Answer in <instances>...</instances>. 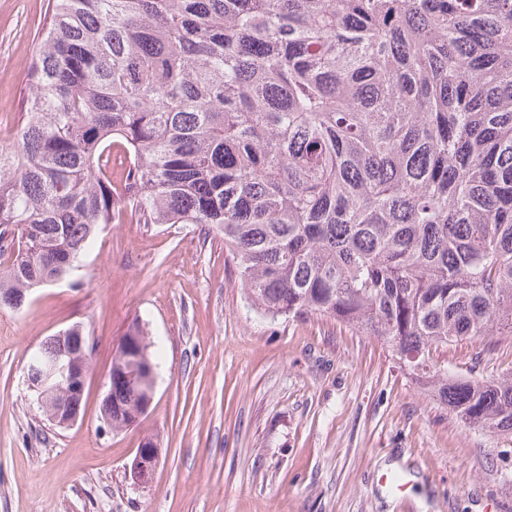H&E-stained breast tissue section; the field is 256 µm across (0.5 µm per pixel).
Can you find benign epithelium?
Here are the masks:
<instances>
[{
  "label": "benign epithelium",
  "instance_id": "obj_1",
  "mask_svg": "<svg viewBox=\"0 0 512 512\" xmlns=\"http://www.w3.org/2000/svg\"><path fill=\"white\" fill-rule=\"evenodd\" d=\"M71 329L60 330L42 340L29 356L24 381L36 401L47 409V416L55 427L65 429L75 425L84 412L85 391L91 371L87 369L92 353L82 348L65 347L71 340ZM105 389L100 404L101 420L112 429V370L103 378ZM159 462V451L147 455L144 448L136 450L131 467L139 472L137 486L147 485Z\"/></svg>",
  "mask_w": 512,
  "mask_h": 512
}]
</instances>
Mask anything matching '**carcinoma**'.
I'll use <instances>...</instances> for the list:
<instances>
[{
    "label": "carcinoma",
    "instance_id": "obj_1",
    "mask_svg": "<svg viewBox=\"0 0 512 512\" xmlns=\"http://www.w3.org/2000/svg\"><path fill=\"white\" fill-rule=\"evenodd\" d=\"M0 149V298L71 275L100 226L207 224L251 306L379 337L468 427L512 374L432 352L512 337V0H49ZM124 154L113 178V150ZM112 430L161 361L136 318Z\"/></svg>",
    "mask_w": 512,
    "mask_h": 512
}]
</instances>
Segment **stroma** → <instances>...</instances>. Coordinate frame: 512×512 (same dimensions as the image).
<instances>
[{
	"instance_id": "obj_1",
	"label": "stroma",
	"mask_w": 512,
	"mask_h": 512,
	"mask_svg": "<svg viewBox=\"0 0 512 512\" xmlns=\"http://www.w3.org/2000/svg\"><path fill=\"white\" fill-rule=\"evenodd\" d=\"M48 0H0V128L16 129ZM0 308V512H512V433L467 428L418 387L377 337L320 316L251 309L235 259L202 224L102 229L78 272ZM161 354L135 426L100 430V380L134 318ZM95 344L83 419L66 429L23 378L35 347L73 324ZM439 362L512 372V338L463 339ZM151 482L127 467L144 438ZM413 485L385 494L390 462Z\"/></svg>"
}]
</instances>
